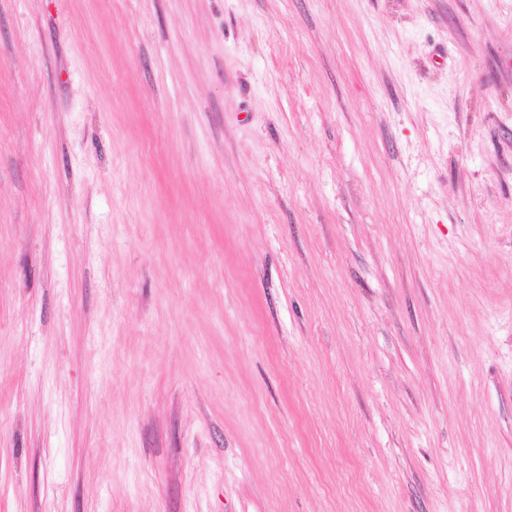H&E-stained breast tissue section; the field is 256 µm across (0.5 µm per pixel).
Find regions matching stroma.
I'll return each instance as SVG.
<instances>
[{"mask_svg":"<svg viewBox=\"0 0 512 512\" xmlns=\"http://www.w3.org/2000/svg\"><path fill=\"white\" fill-rule=\"evenodd\" d=\"M0 512H512V0H0Z\"/></svg>","mask_w":512,"mask_h":512,"instance_id":"stroma-1","label":"stroma"}]
</instances>
